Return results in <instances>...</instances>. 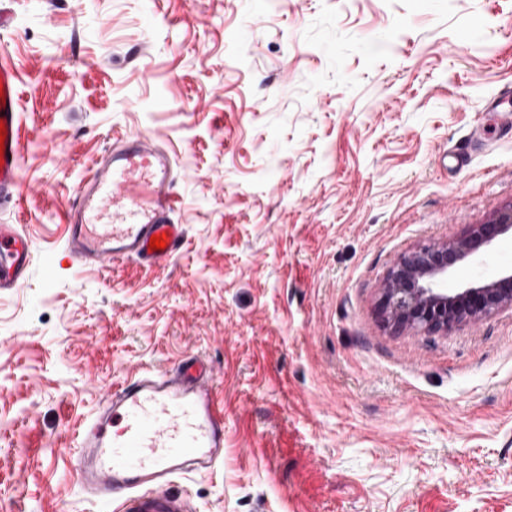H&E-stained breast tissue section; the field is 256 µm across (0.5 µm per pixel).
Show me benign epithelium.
I'll use <instances>...</instances> for the list:
<instances>
[{
    "label": "benign epithelium",
    "instance_id": "benign-epithelium-1",
    "mask_svg": "<svg viewBox=\"0 0 512 512\" xmlns=\"http://www.w3.org/2000/svg\"><path fill=\"white\" fill-rule=\"evenodd\" d=\"M512 235V205L460 238L423 244L399 255L382 286L379 309L396 329L446 332L461 322L477 323L512 307V269L483 281L445 287L463 261L475 262L499 237Z\"/></svg>",
    "mask_w": 512,
    "mask_h": 512
}]
</instances>
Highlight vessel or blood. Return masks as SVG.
Returning <instances> with one entry per match:
<instances>
[{
	"label": "vessel or blood",
	"mask_w": 512,
	"mask_h": 512,
	"mask_svg": "<svg viewBox=\"0 0 512 512\" xmlns=\"http://www.w3.org/2000/svg\"><path fill=\"white\" fill-rule=\"evenodd\" d=\"M14 64L0 49V202H18L23 162L21 95ZM174 157L149 136L113 140L81 179L65 216L64 248L83 267L168 260L185 238L173 214ZM165 247L151 250L152 236ZM35 252L32 237L0 224V291L23 287ZM224 461V405L212 371L197 358L140 369L75 428L69 464L90 512H196L171 485Z\"/></svg>",
	"instance_id": "vessel-or-blood-1"
}]
</instances>
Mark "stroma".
<instances>
[{
	"instance_id": "obj_1",
	"label": "stroma",
	"mask_w": 512,
	"mask_h": 512,
	"mask_svg": "<svg viewBox=\"0 0 512 512\" xmlns=\"http://www.w3.org/2000/svg\"><path fill=\"white\" fill-rule=\"evenodd\" d=\"M36 241L0 292V512H85L74 428L144 366L197 355L224 464L199 512H512V308L396 332L393 260L512 204V0H7ZM175 157L169 262L62 249L113 138ZM466 150L457 167L452 146Z\"/></svg>"
}]
</instances>
